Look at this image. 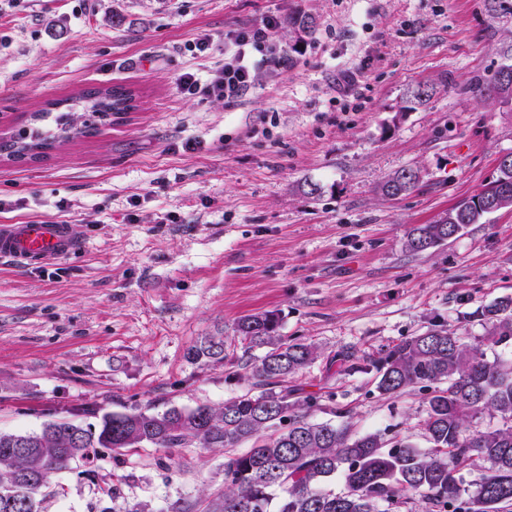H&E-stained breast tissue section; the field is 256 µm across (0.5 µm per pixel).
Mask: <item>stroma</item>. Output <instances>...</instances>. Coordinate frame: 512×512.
<instances>
[{
  "label": "stroma",
  "instance_id": "1",
  "mask_svg": "<svg viewBox=\"0 0 512 512\" xmlns=\"http://www.w3.org/2000/svg\"><path fill=\"white\" fill-rule=\"evenodd\" d=\"M274 15L285 59L261 61L233 104L175 90L207 78L199 30ZM512 64V0H6L0 140L54 132L51 102L124 87L132 110L81 115L89 134L38 157L0 155V224L70 225L81 250L44 266L0 259V430L29 434L85 408L221 406L260 356L234 336L272 311L319 356L284 385L314 422L399 434L418 447L422 391L380 395L336 356L378 357L436 325L477 340V308L512 297V207L413 252L406 241L494 181L512 152V103L471 85ZM428 95L415 101L417 89ZM404 168L419 183L390 198ZM209 336L224 364L192 359ZM141 512H208L224 451L102 450L93 474L54 473L43 512H102L101 480Z\"/></svg>",
  "mask_w": 512,
  "mask_h": 512
}]
</instances>
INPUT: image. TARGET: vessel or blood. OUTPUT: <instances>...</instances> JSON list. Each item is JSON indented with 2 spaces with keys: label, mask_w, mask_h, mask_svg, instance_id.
I'll use <instances>...</instances> for the list:
<instances>
[{
  "label": "vessel or blood",
  "mask_w": 512,
  "mask_h": 512,
  "mask_svg": "<svg viewBox=\"0 0 512 512\" xmlns=\"http://www.w3.org/2000/svg\"><path fill=\"white\" fill-rule=\"evenodd\" d=\"M81 248L80 241L65 224L41 222L0 226V259L43 265Z\"/></svg>",
  "instance_id": "1"
}]
</instances>
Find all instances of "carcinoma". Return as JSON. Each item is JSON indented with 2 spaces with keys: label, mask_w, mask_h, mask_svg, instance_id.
Returning a JSON list of instances; mask_svg holds the SVG:
<instances>
[{
  "label": "carcinoma",
  "mask_w": 512,
  "mask_h": 512,
  "mask_svg": "<svg viewBox=\"0 0 512 512\" xmlns=\"http://www.w3.org/2000/svg\"><path fill=\"white\" fill-rule=\"evenodd\" d=\"M471 91L508 102L512 79L505 83L496 74ZM85 99L89 111L107 115L129 109L132 94L115 87L91 91ZM19 142V158L51 147L50 137L37 128L20 134ZM497 196L503 207L512 206V172H499L488 188L448 211L450 223L416 227L408 249L425 251L463 225L478 223L485 214L480 203ZM478 314L486 332L477 341L435 326L399 341L381 358H363L361 369L374 373L379 393L412 387L427 392L424 449L405 438L354 436L345 425L310 421L279 380L317 358V348L279 336L274 312L246 315L235 332L249 346L266 349L249 372L261 394L246 392L218 407L104 412L95 426L54 420L28 435L0 432V512H40L41 490L60 493L51 488V475L77 461L92 467L100 448L119 454L146 446L182 448L192 441L203 448L251 443L247 452L225 458L224 495L210 512H269L277 490V512H378L381 502L400 508L415 500L429 505L425 512H504L512 506V360H501L497 350L512 346V297ZM224 346V337L213 336L189 355L220 364ZM485 412L499 418L498 427L475 425ZM21 441L28 443L26 451L3 453ZM465 473L476 475L471 490L462 485ZM336 475L344 490L323 488Z\"/></svg>",
  "instance_id": "obj_1"
}]
</instances>
